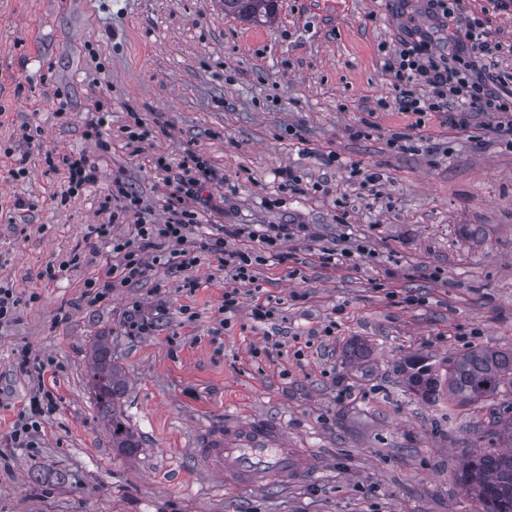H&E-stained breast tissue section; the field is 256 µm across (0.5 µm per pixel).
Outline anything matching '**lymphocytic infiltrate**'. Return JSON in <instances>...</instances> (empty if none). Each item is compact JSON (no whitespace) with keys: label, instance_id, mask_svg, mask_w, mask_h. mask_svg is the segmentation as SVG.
<instances>
[{"label":"lymphocytic infiltrate","instance_id":"1","mask_svg":"<svg viewBox=\"0 0 512 512\" xmlns=\"http://www.w3.org/2000/svg\"><path fill=\"white\" fill-rule=\"evenodd\" d=\"M463 29H452L448 40L454 50L448 55L432 52L427 37L402 41L384 54L383 68L396 91L398 111L419 117L437 113L445 116L449 127L466 129L474 111L498 115L496 135L512 146V80L498 68L503 51L501 42L491 39L484 18L464 17ZM179 174L165 182L164 209L167 218L158 224L142 215L140 197L121 178H114L106 196L116 202V211L136 214L134 238L112 234L108 224H95L90 233L107 240L114 264L106 279L86 282L85 296L96 304L109 298L119 288L140 282L147 270L146 254L166 260L180 270L197 265L201 254L218 256L226 277L239 283H254L258 266L281 254L288 226L248 229L239 224H215L203 238L192 230L200 222V212L193 208L203 188L215 179V172L203 155L187 152L179 165ZM248 236L259 242V249L226 250L228 237ZM54 408V395L43 390L32 397L29 411L16 421L9 440L18 448H31L40 431V419Z\"/></svg>","mask_w":512,"mask_h":512}]
</instances>
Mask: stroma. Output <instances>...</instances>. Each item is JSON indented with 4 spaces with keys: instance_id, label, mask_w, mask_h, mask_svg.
Wrapping results in <instances>:
<instances>
[{
    "instance_id": "stroma-1",
    "label": "stroma",
    "mask_w": 512,
    "mask_h": 512,
    "mask_svg": "<svg viewBox=\"0 0 512 512\" xmlns=\"http://www.w3.org/2000/svg\"><path fill=\"white\" fill-rule=\"evenodd\" d=\"M99 3L0 0V145L16 143L29 171L8 179L0 156V279L20 299L0 325V512H479L454 472L488 411L420 403L398 367L415 353L443 367L474 346L512 347V147L482 114L464 130L435 114L416 130L392 108L381 46L421 29L450 50L426 0H278L266 23L225 16L219 0H114L106 24ZM462 12L490 18L508 47L499 68L512 74V11L463 0ZM97 106L108 112L105 151L84 136ZM133 111L151 140H127ZM367 120L370 137H356ZM49 150L85 153L98 182L62 201L65 173L48 169ZM190 150L219 175L202 223L302 225L282 243L286 261L259 266L258 293L229 317L233 283L210 255L185 272L150 264L138 284L88 304L85 281L112 266L89 226L125 235L135 222L102 207L113 176L164 221L155 160L175 165ZM368 174L374 187L361 184ZM20 199L32 209H16ZM463 224L482 236L461 237ZM348 233L372 256L322 265L320 248ZM63 262L57 279L41 278ZM258 297L277 302L271 321L252 320ZM135 305L154 316L148 334L125 330ZM98 336L127 375L121 410L141 442L132 455L113 448L88 386ZM357 341L370 357L350 360ZM24 350L45 375L16 370ZM42 386L55 406L38 447H10ZM228 411L282 421L315 474L244 490L202 472L193 437Z\"/></svg>"
}]
</instances>
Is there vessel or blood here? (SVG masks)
<instances>
[{"label":"vessel or blood","mask_w":512,"mask_h":512,"mask_svg":"<svg viewBox=\"0 0 512 512\" xmlns=\"http://www.w3.org/2000/svg\"><path fill=\"white\" fill-rule=\"evenodd\" d=\"M193 456L201 470L221 475L225 484L241 489L258 488L271 477L294 481L314 468L309 454L289 446L281 422L233 415L196 433Z\"/></svg>","instance_id":"obj_1"}]
</instances>
